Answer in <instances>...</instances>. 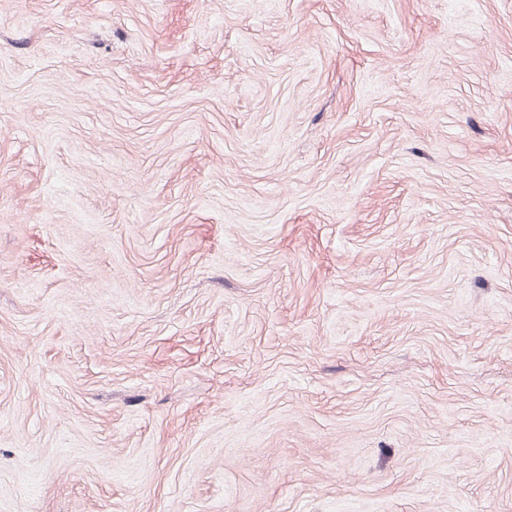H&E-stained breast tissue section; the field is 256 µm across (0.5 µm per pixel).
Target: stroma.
Segmentation results:
<instances>
[{"mask_svg":"<svg viewBox=\"0 0 512 512\" xmlns=\"http://www.w3.org/2000/svg\"><path fill=\"white\" fill-rule=\"evenodd\" d=\"M0 512H512V0H0Z\"/></svg>","mask_w":512,"mask_h":512,"instance_id":"1","label":"stroma"}]
</instances>
